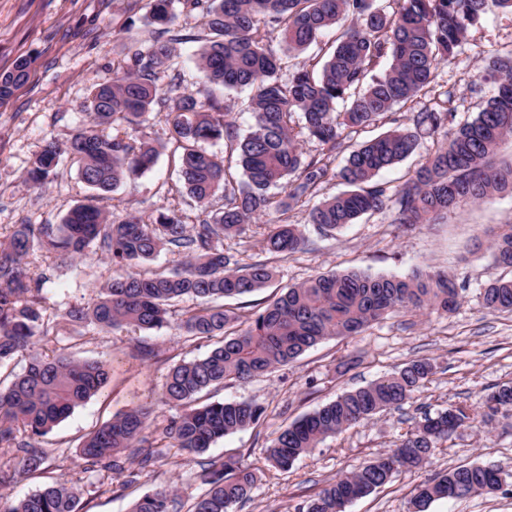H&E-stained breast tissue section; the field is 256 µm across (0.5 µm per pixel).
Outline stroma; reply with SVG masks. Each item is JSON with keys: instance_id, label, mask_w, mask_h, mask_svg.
Segmentation results:
<instances>
[{"instance_id": "stroma-1", "label": "stroma", "mask_w": 512, "mask_h": 512, "mask_svg": "<svg viewBox=\"0 0 512 512\" xmlns=\"http://www.w3.org/2000/svg\"><path fill=\"white\" fill-rule=\"evenodd\" d=\"M147 3L0 0V75L11 71L17 58L30 61L26 82L0 101V238L17 224L61 223L73 206L90 195L70 159H62L54 176L39 189L25 183V172L47 141H66L87 123L92 83L112 77L117 64L126 59L132 38H150L151 30L143 23ZM195 49L192 42L177 47L184 87L215 100L228 112L239 135H246L254 123L252 90L201 85ZM510 55L512 11L493 10L468 30L459 54L441 67L438 76L453 99L450 127L472 121L495 95V84L484 80L482 72L493 61ZM128 133L158 147L156 163L150 171L106 194L100 207L116 219L129 211L147 221L172 211L187 225L206 218L208 209L199 207L182 187L181 150L163 115L149 114L146 122L129 127ZM391 216L387 208L324 233L309 224L307 208H295L288 214L289 221L299 225L305 245L285 258L263 249L272 228L268 215L249 224L244 234L225 239V254L239 265L263 260L276 271L269 287L228 300V307L243 314L264 307L283 288L352 268L403 276L416 270H441L463 287L455 313L398 311L362 335L327 338L290 364L246 382L227 381L202 394L205 403L252 399L266 409L257 426L218 440L207 455L241 456L256 467L257 481L250 498L236 512H297L322 486L393 448L423 413L434 414L458 404L479 411L494 386L512 381V313L488 311L480 299L482 288L489 283L512 279V268L497 265L489 251L473 247L475 236L512 224V194L463 205L435 224L408 227L392 223ZM30 260L50 277L44 296L51 314L92 304L101 287L121 273L98 253L70 262L37 251ZM59 345L77 360L111 362L112 377L101 393L77 406L43 438L44 473L35 477L13 471L0 484V493L15 500L64 480L80 490L84 512H130L133 501L145 492L175 484L179 487L178 512H188L192 497L203 490L199 475L205 457L185 458L161 440L160 433L174 411L161 405L160 399L170 367L203 356L211 342L176 330L106 333L77 326ZM145 347L151 348V356H141ZM421 357L431 359L434 372L403 409L326 438L290 471H280L268 462V447L282 427ZM143 400L157 404L145 432L159 451L154 465L130 486L109 483L104 472L86 471L76 454L83 438ZM474 463L498 467L507 474L506 483L492 495L434 501L426 512H512V411L499 413L491 425L458 429L439 443L429 469L395 474L384 486L348 504L345 512H409L415 487L429 473Z\"/></svg>"}]
</instances>
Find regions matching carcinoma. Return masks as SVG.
Instances as JSON below:
<instances>
[{"label": "carcinoma", "mask_w": 512, "mask_h": 512, "mask_svg": "<svg viewBox=\"0 0 512 512\" xmlns=\"http://www.w3.org/2000/svg\"><path fill=\"white\" fill-rule=\"evenodd\" d=\"M172 4L150 0L145 25L153 28L152 38L134 46L112 78L93 84L88 125L63 144L46 142L25 181L43 185L66 155L89 187L112 191L150 169L158 155L150 142L130 140L119 128L140 124L157 110L165 113L183 149L187 194L204 206L220 191L224 208L189 231L173 212H161L150 222L128 212L116 221L93 195L71 208L60 224H17L0 241V368L27 359L24 371L0 387V480L16 467L31 475L40 472L47 460L40 438L110 379L108 363L79 361L63 352L43 355L33 351L34 339L57 342L81 324L105 331L170 327L199 339L220 337L204 356L173 365L164 385L163 402L179 410L164 436L193 459L216 440L258 425L265 413L249 400L198 407L203 391L285 365L327 337L356 336L401 309L451 313L460 306L457 284L445 273L389 277L350 271L288 287L264 308L242 315L205 300L265 288L274 270L260 261L231 262L220 245L223 237L242 234L253 217L270 209L286 214L336 179L347 189L309 211L308 223L325 232L380 211L389 201L396 207L393 222L413 226L434 224L462 203L512 193V164L494 160L500 142L512 137V56L493 62L483 75L496 84L497 93L475 120L448 129L449 98L434 95L440 67L455 58L469 28L494 9L512 10V0H387L385 5L377 0H181L186 13L201 17L202 35L174 28ZM333 27L336 36L320 70L296 68L282 77L272 34L284 51L300 52ZM181 42L199 43L196 67L204 83L254 89V125L244 139L212 100L182 91L174 48ZM28 72L29 61L21 57L0 75V99L11 96ZM165 77L170 84L164 92L159 81ZM425 96L428 100L419 103ZM406 105L411 110L407 124L362 143L343 167H336V156L352 135ZM439 133L443 139L403 184L391 188L375 181L382 170L414 153L422 135ZM221 139L239 149V180L224 160L197 149L200 141ZM304 139L316 140L322 152L305 155ZM272 188L284 196L276 198L269 193ZM304 242L298 225L286 222L264 240L268 252L282 256L297 252ZM90 248L128 272L108 282L91 306L47 316L43 287L49 277L31 269L30 253L39 249L73 258ZM165 248L186 253L179 268L149 277L133 271ZM486 248L496 264L512 268V224L498 227ZM186 298L200 303L174 318L172 307ZM481 298L489 311H512V279L484 288ZM431 371L428 360L415 359L338 396L281 429L268 460L289 470L325 438L402 408ZM507 407L512 408V383L497 386L480 415L461 405L434 417L424 414L395 448L322 487L304 512H344L348 503L385 485L400 470L428 463L452 432L477 421L487 424ZM154 412L152 402L130 407L87 435L78 456L111 482H137L155 461V451L144 446ZM201 479L206 488L193 498L189 512H234L250 498L257 476L244 459L230 456L208 461ZM505 481L506 474L493 466H459L421 483L411 504L421 512L437 499L495 493ZM177 496L172 486L154 489L133 503L131 512H171ZM0 512H81L80 497L67 483L56 482L15 503L0 495Z\"/></svg>", "instance_id": "cac0c4a2"}]
</instances>
